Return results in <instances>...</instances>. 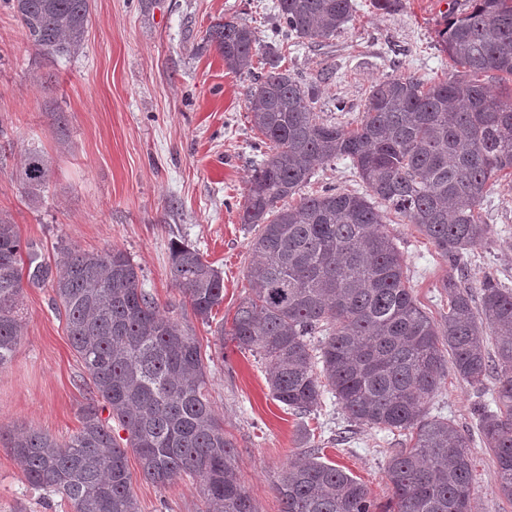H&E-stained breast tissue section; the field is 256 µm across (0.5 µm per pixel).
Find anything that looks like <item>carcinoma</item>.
Returning <instances> with one entry per match:
<instances>
[{"instance_id": "cac0c4a2", "label": "carcinoma", "mask_w": 512, "mask_h": 512, "mask_svg": "<svg viewBox=\"0 0 512 512\" xmlns=\"http://www.w3.org/2000/svg\"><path fill=\"white\" fill-rule=\"evenodd\" d=\"M446 21L442 51L462 72L440 82L411 75L371 85L353 129L316 111L315 89L286 69L268 47L269 69L254 73L259 38L234 18L208 40L231 71L252 77L250 121L268 141L248 181L241 223L255 229L248 270L252 295L238 306L230 336L237 347L270 361L273 398L305 415L336 395L349 422L406 432L409 443L387 461L392 512H473L469 439L448 419L429 416L444 377L448 347L457 375L478 385L495 373V410L482 413L483 442L497 464L500 494L512 500V290L450 278L448 315L440 325L419 307L402 253L386 233L377 199L415 225L443 257L481 245L487 186L512 170V99L473 79H512V0H472ZM41 54L70 57L84 38L89 0H3ZM285 36L318 41L344 29L352 0H278ZM348 159L369 197L326 190L300 192L315 167ZM44 154L29 152L17 180L33 201L49 180ZM46 266L57 310L95 396L127 433L114 434L95 405L82 411L69 441L30 429L9 448L26 480L58 494L72 512H138L127 449L141 476L160 487L199 479L207 512H257L239 482L234 445L213 414L200 346L192 329L159 312L126 252H88L68 245ZM22 243L0 216V367L16 352L22 325ZM169 274L199 319L224 302V278L190 245L173 241ZM495 336V360L485 330ZM321 335L319 344L311 338ZM311 448L284 469L282 512H377L363 483L321 461Z\"/></svg>"}]
</instances>
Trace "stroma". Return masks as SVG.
I'll use <instances>...</instances> for the list:
<instances>
[{
	"label": "stroma",
	"mask_w": 512,
	"mask_h": 512,
	"mask_svg": "<svg viewBox=\"0 0 512 512\" xmlns=\"http://www.w3.org/2000/svg\"><path fill=\"white\" fill-rule=\"evenodd\" d=\"M354 3L341 33L313 42L282 39L277 0H91L84 44L68 58L38 55L0 7V214L15 224L24 251L50 263L58 261L61 242L131 256L159 310L193 330L211 408L236 448L240 483L258 512H280L282 471L311 443L321 445L324 462L364 483L378 505L389 504L386 464L403 437L349 425L329 390L317 410L295 415L273 398L267 362L220 335L251 292V235L240 214L267 147L248 117L250 79L226 69L207 31L231 16L255 28L262 45L279 47L282 67L315 81L324 118L352 127L374 81L399 74L448 79L453 68L437 32L472 5L400 0L387 12L373 0ZM32 148L51 163L36 203L15 178ZM326 189L361 194L365 185L350 161L334 160L316 167L305 191ZM481 213L487 239L455 260L441 256L404 217L384 213L413 295L435 323L448 311L447 277L473 288L491 277L512 289V176L490 186ZM175 240L192 244L224 278V301L209 322L194 315L169 276ZM21 313L20 343L0 368V512H71L61 496L31 489L8 442L29 428L67 441L81 426L82 408L95 400L92 383L50 283L24 282ZM496 386L495 376L472 385L450 369L430 402L432 414L448 417L469 439L475 512H512L479 430V411L492 407ZM128 468L139 512H206L195 478L148 483L133 453Z\"/></svg>",
	"instance_id": "1"
}]
</instances>
